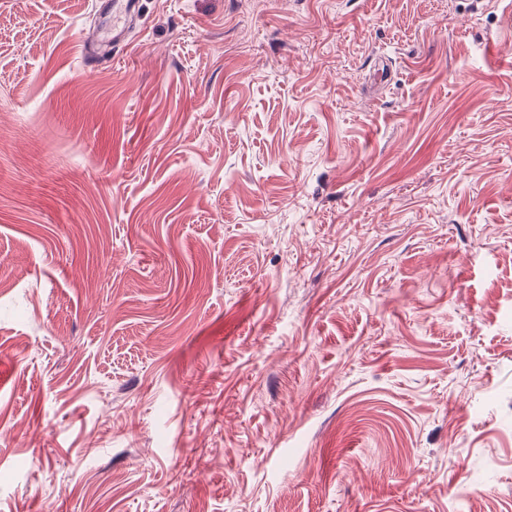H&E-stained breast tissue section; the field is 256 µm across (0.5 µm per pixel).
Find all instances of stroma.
Here are the masks:
<instances>
[{
	"mask_svg": "<svg viewBox=\"0 0 512 512\" xmlns=\"http://www.w3.org/2000/svg\"><path fill=\"white\" fill-rule=\"evenodd\" d=\"M0 0V512H512V0ZM139 0H99L98 10L104 16L112 15V32L105 38L98 29L92 40H82L81 53L87 68H94L104 58L107 48L126 41L128 25L139 12Z\"/></svg>",
	"mask_w": 512,
	"mask_h": 512,
	"instance_id": "stroma-1",
	"label": "stroma"
}]
</instances>
